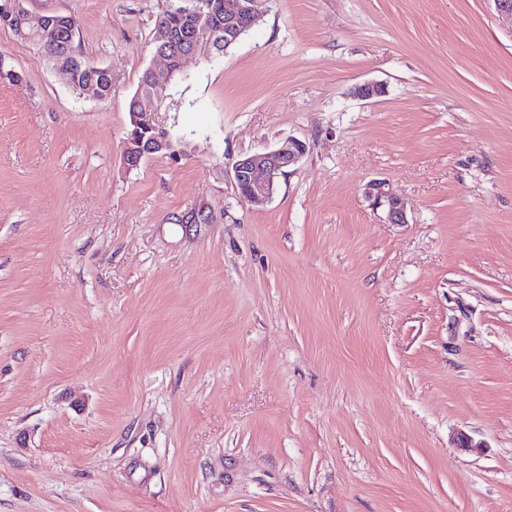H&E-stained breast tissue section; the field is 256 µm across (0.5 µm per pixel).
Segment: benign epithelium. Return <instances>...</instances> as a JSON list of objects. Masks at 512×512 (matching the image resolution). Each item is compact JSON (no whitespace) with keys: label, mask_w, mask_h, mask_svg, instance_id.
Wrapping results in <instances>:
<instances>
[{"label":"benign epithelium","mask_w":512,"mask_h":512,"mask_svg":"<svg viewBox=\"0 0 512 512\" xmlns=\"http://www.w3.org/2000/svg\"><path fill=\"white\" fill-rule=\"evenodd\" d=\"M258 0H237L231 16L224 19V38L217 37L215 30L197 27L191 37V44L182 47L181 56L186 60L201 52L214 56L212 48L221 40H236L242 31L259 23L261 14ZM24 21L37 27L49 43L57 40L59 25L42 17L26 15ZM155 56L164 65L168 64L167 54L174 47L171 34L164 30L156 38ZM158 111V104H150L146 112L131 113L133 126L125 142V161L130 167L137 165L146 155L165 147L167 136L157 134L152 123V115ZM306 153V144L298 139H289L278 147L245 156L232 166V178L240 197L247 202H259L272 198L277 187V179L285 170L296 165ZM368 196L386 209V219L390 224H406L408 217L401 199L385 181H375L367 187Z\"/></svg>","instance_id":"1"}]
</instances>
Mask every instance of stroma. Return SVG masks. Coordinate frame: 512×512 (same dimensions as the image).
Returning a JSON list of instances; mask_svg holds the SVG:
<instances>
[{
	"mask_svg": "<svg viewBox=\"0 0 512 512\" xmlns=\"http://www.w3.org/2000/svg\"><path fill=\"white\" fill-rule=\"evenodd\" d=\"M25 3L77 19L112 95L0 26L20 76L0 80V512H512L493 0H261L168 87L180 155L136 167L128 103L168 0ZM291 137L308 151L273 197L241 199L234 161ZM60 67V66H59ZM61 68V67H60ZM104 67L95 66L90 64L89 67L84 66L83 69L79 72H77L72 79V68H61L67 75L69 83H71V87L74 91L78 93V95H87L88 97H91L93 99L102 101L104 98L100 95V93L96 90V87L94 85H88L84 88V94H83V87L89 83L95 84L100 89V92L102 95H104L107 98L111 95L112 92V84L110 83L109 79L100 71ZM106 70V73L108 76H110V79L112 81V72L108 68H104ZM369 197L379 206H385L386 219L391 224L407 223L408 217L401 199L393 192L385 181H375L368 185Z\"/></svg>",
	"mask_w": 512,
	"mask_h": 512,
	"instance_id": "obj_1",
	"label": "stroma"
}]
</instances>
